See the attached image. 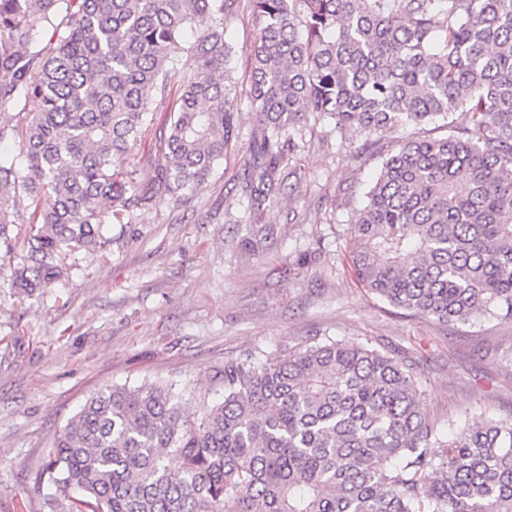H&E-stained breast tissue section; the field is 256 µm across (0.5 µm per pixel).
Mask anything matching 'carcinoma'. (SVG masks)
I'll return each instance as SVG.
<instances>
[{"label": "carcinoma", "instance_id": "obj_1", "mask_svg": "<svg viewBox=\"0 0 512 512\" xmlns=\"http://www.w3.org/2000/svg\"><path fill=\"white\" fill-rule=\"evenodd\" d=\"M239 0H0V243L27 202L11 287L61 280L64 259L108 245L163 199L185 203L238 137L224 19ZM259 35L244 199L257 220L297 176L310 118L390 149L349 219L363 287L440 322L512 319V0H250ZM196 34L184 46L186 31ZM193 71L160 135L154 181L129 158L164 97ZM42 64L34 66V59ZM465 115L461 124L456 114ZM448 134L406 140L407 124ZM251 249L267 230L244 225ZM161 382L106 386L64 426L43 474L62 512H512V419L441 437L417 379L389 353L326 340L282 358L224 362V396Z\"/></svg>", "mask_w": 512, "mask_h": 512}]
</instances>
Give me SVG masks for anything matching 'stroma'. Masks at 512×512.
<instances>
[{"mask_svg": "<svg viewBox=\"0 0 512 512\" xmlns=\"http://www.w3.org/2000/svg\"><path fill=\"white\" fill-rule=\"evenodd\" d=\"M257 36L242 0L226 24L239 137L191 202L163 201L132 223L103 225L107 250L67 256V277L32 296L0 279V512H61L39 475L59 431L101 387L161 381L215 402L225 361L255 348L282 356L333 338L395 354L447 437L467 417L512 416V320L442 324L394 308L348 265V219L385 144L366 146L356 133L344 144L332 124L310 121L298 152L303 179L285 180L263 216L272 234L253 251L239 247ZM192 64L166 74L167 98L130 159L140 184L155 176V141Z\"/></svg>", "mask_w": 512, "mask_h": 512, "instance_id": "stroma-1", "label": "stroma"}]
</instances>
